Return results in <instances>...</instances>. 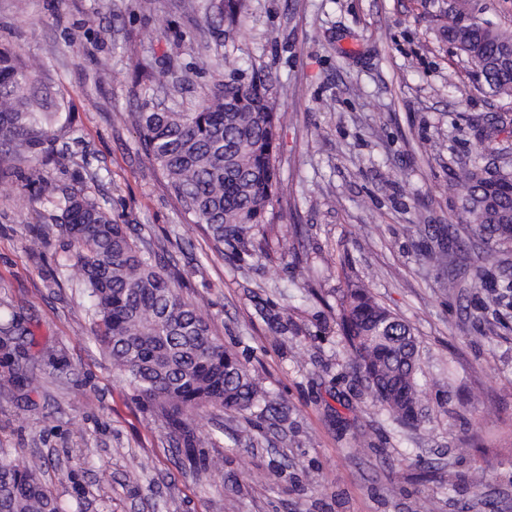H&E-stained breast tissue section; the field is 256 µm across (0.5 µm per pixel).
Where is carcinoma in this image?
Listing matches in <instances>:
<instances>
[{
  "instance_id": "obj_1",
  "label": "carcinoma",
  "mask_w": 512,
  "mask_h": 512,
  "mask_svg": "<svg viewBox=\"0 0 512 512\" xmlns=\"http://www.w3.org/2000/svg\"><path fill=\"white\" fill-rule=\"evenodd\" d=\"M211 9L229 32L246 12L247 0H212ZM440 36L472 58L492 93L512 97V68L497 64L500 50L512 43V30L467 25L454 16L440 27ZM42 68L0 49V154L18 162L37 159L58 137L59 113L44 110L31 95ZM213 68L218 80L194 111L129 112L124 121L136 127L141 149L166 179L184 217L205 225L222 253L224 242L265 223L285 188L275 159L278 76L260 69L241 82L238 61L229 55ZM455 178L468 187L462 221L508 262L512 157L493 176L473 165L459 169ZM52 203L60 212L55 221L66 246L74 250L63 274L91 298L95 338L116 373L136 397L161 413L185 448L198 445L190 422L195 409L211 405L240 413L263 400L255 371L213 336L207 313L184 299L149 242L133 240L127 227L83 189L62 188ZM458 248V243L439 241L422 257L430 268L443 271ZM473 287L484 289L493 305L512 303V278L488 282L479 273ZM337 324L372 405L404 425H415L423 371L409 327L363 283L343 291ZM29 335L17 315L0 323V352L11 367L9 382L18 389L36 381L25 350ZM0 512H61V507L34 471L1 461Z\"/></svg>"
}]
</instances>
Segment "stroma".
Here are the masks:
<instances>
[{
    "label": "stroma",
    "mask_w": 512,
    "mask_h": 512,
    "mask_svg": "<svg viewBox=\"0 0 512 512\" xmlns=\"http://www.w3.org/2000/svg\"><path fill=\"white\" fill-rule=\"evenodd\" d=\"M209 4L0 0V47L43 61L39 96L71 116L43 161L0 158V321L22 316L38 375L0 389V459L36 471L65 512H456V499L512 512V309L471 285L498 260L470 247L437 272L420 255L462 228L453 171L512 148V98L440 39L426 0H248L230 33L206 24ZM227 54L281 81L288 193L218 253L113 115L193 111ZM64 187L164 249L183 297L207 302L213 335L257 369L272 408L191 416L221 476L190 465L96 341L90 302L62 273L50 198ZM36 231L50 239L39 254ZM351 281L417 339V426L370 404L336 324Z\"/></svg>",
    "instance_id": "35a3bbf8"
}]
</instances>
